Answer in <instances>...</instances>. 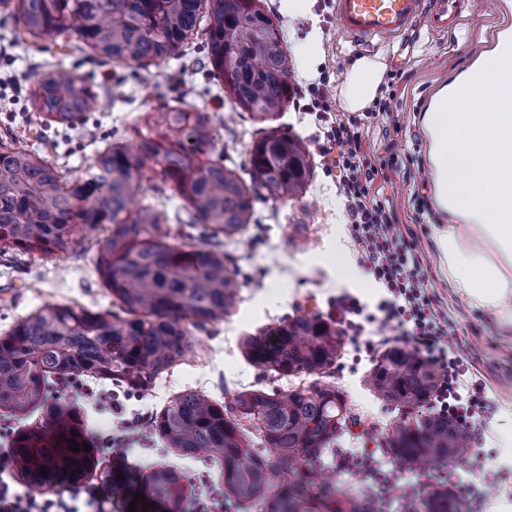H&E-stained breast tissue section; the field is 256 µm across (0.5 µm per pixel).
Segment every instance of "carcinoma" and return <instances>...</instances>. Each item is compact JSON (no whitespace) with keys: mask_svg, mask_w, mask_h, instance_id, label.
I'll return each mask as SVG.
<instances>
[{"mask_svg":"<svg viewBox=\"0 0 512 512\" xmlns=\"http://www.w3.org/2000/svg\"><path fill=\"white\" fill-rule=\"evenodd\" d=\"M259 0H0L34 39L74 33L102 62L160 64L181 52L195 31L206 34L209 73L244 111L259 120L283 111L293 85L280 26ZM34 111L65 128L84 125L101 97L67 70L44 73L29 93ZM144 118L132 147L97 151L83 175L67 180L39 151L0 144V248L61 257L78 236L106 224L97 240L96 273L125 313L46 302L0 336V412H37L35 425L11 438L19 480L45 493L91 481L105 463L80 409L49 397L54 384L110 383L127 394L148 390L192 350L191 329L231 314L240 283L224 251L174 243L165 208L135 205L148 171L174 185L188 224L213 236L247 229L251 193L272 200L296 197L308 185L312 161L299 137L268 131L249 151L253 189L236 171L210 158L209 113L173 108L161 128ZM242 353L272 376L323 374L342 352L332 318L308 312L281 320L240 341ZM437 371L404 346L383 352L365 379L383 402L405 409L388 455L405 465H445L469 453L466 432L417 410L431 400ZM353 413L344 392L315 380L297 389L236 392L221 403L197 389L177 393L152 415L151 432L168 452L218 463L224 499L253 512H378L368 496L350 493L319 471L348 430ZM89 451L69 450V438ZM274 450L275 456L268 455ZM47 469L41 475L40 468ZM146 501L138 512H185L192 488L181 472L157 464L141 477ZM416 512H466L441 484L420 492Z\"/></svg>","mask_w":512,"mask_h":512,"instance_id":"cac0c4a2","label":"carcinoma"}]
</instances>
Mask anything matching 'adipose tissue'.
<instances>
[{
  "label": "adipose tissue",
  "instance_id": "obj_1",
  "mask_svg": "<svg viewBox=\"0 0 512 512\" xmlns=\"http://www.w3.org/2000/svg\"><path fill=\"white\" fill-rule=\"evenodd\" d=\"M384 70L368 56L349 63L340 89L348 111L372 105ZM421 124L443 271L471 306L512 329V26L432 94Z\"/></svg>",
  "mask_w": 512,
  "mask_h": 512
}]
</instances>
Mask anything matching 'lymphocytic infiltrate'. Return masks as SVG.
Instances as JSON below:
<instances>
[{"label":"lymphocytic infiltrate","mask_w":512,"mask_h":512,"mask_svg":"<svg viewBox=\"0 0 512 512\" xmlns=\"http://www.w3.org/2000/svg\"><path fill=\"white\" fill-rule=\"evenodd\" d=\"M359 119L329 122L323 153L333 154L339 171L338 191L345 200L351 236L360 255L364 272L384 288L386 295L376 311L350 294L336 299V317L352 333L354 352L376 354L407 344L440 371L433 405L438 415L447 417L470 434L473 449L468 457L472 471L482 473L484 484L497 487L512 481V469L486 470L478 447L496 410L483 380L465 382L469 365L457 356L456 344L447 320L436 308L434 295L425 282L420 241L414 232H402L392 222V214L370 196L379 169L367 157ZM375 335H367V326ZM354 465L362 476L365 490L377 499H396L412 505L417 499L415 485L397 479L383 470L371 448L353 456L340 455L339 469Z\"/></svg>","instance_id":"f902f5d3"}]
</instances>
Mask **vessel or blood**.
<instances>
[{"label":"vessel or blood","instance_id":"1","mask_svg":"<svg viewBox=\"0 0 512 512\" xmlns=\"http://www.w3.org/2000/svg\"><path fill=\"white\" fill-rule=\"evenodd\" d=\"M465 0H336L341 32L354 41L393 37L425 22L437 36L460 26Z\"/></svg>","mask_w":512,"mask_h":512}]
</instances>
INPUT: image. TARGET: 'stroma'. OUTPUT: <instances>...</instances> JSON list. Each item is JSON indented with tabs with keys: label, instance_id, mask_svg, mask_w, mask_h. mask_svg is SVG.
Returning <instances> with one entry per match:
<instances>
[{
	"label": "stroma",
	"instance_id": "obj_1",
	"mask_svg": "<svg viewBox=\"0 0 512 512\" xmlns=\"http://www.w3.org/2000/svg\"><path fill=\"white\" fill-rule=\"evenodd\" d=\"M305 15L289 14L284 0H261L264 11L281 26L284 48L293 70L294 86L326 76V93L339 117L348 112L339 90L347 66L355 56L381 57L385 73L380 101L387 110L371 114L363 127L365 150L383 175L372 193L395 213L400 225H410L427 256L428 286L440 300L441 310L457 334L461 356L475 363L478 378L493 389L499 403L493 423L512 412V331L502 330L494 312L471 307L458 289L443 276L431 238L438 220L432 199V177L427 143L420 123L435 89L464 69L489 47L497 29L512 25V0H471L459 30L437 37L425 26L404 35L356 42L339 32L335 0H310ZM316 38L320 57L311 69L300 65V46ZM75 37L51 36L37 41H17L13 23L0 21V140L18 147L38 146L49 154L67 177L82 174L107 140L127 144L136 139L135 127L144 114H157L178 106L210 113L216 128L213 159L223 160L243 179H250L249 150L254 139L275 129L300 137L309 147L314 170L306 189L294 199L253 200V224L246 232L221 238L239 272L240 299L232 314L205 332H193V354L158 379L139 396H113L108 386L60 384L61 395L74 398L104 448H122L133 475L163 462L182 471L193 488L187 512H199L200 501L224 490V481L209 461L185 459L165 453L154 435L122 442V425L149 420L175 394L201 389L224 401L245 389L288 390L300 387L302 377L275 379L249 364L239 341L266 325L302 312L330 315L338 294L349 292L362 302L374 303L378 286L366 274L343 282L336 271L337 258L355 262L357 252L346 224L344 200L336 189V171L320 146L324 140L322 113L306 111L289 101L276 118L253 119L226 94L205 68V37L188 39L183 54L165 63L140 66H104L90 50L75 47ZM63 68L82 78L100 93L104 107L91 113L86 130H66L34 112L29 91L47 70ZM103 229L89 232L70 255L42 258L0 253V335L20 318L47 302L78 304L106 310L112 298L95 272L97 241ZM373 357L355 358L351 343L328 376L345 392L354 414L349 434L338 443L352 451L355 438L366 429L386 436L399 418L398 409L374 397L364 378Z\"/></svg>",
	"mask_w": 512,
	"mask_h": 512
}]
</instances>
